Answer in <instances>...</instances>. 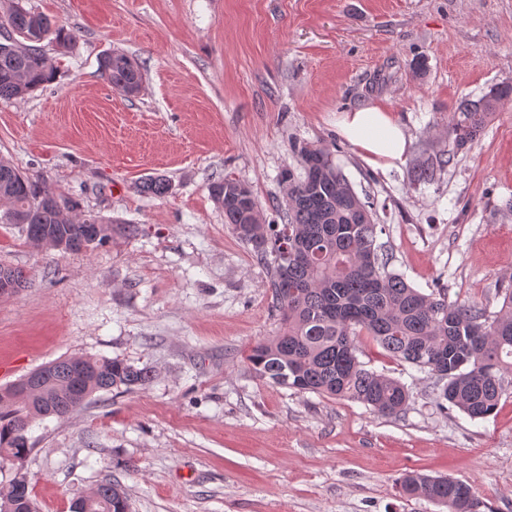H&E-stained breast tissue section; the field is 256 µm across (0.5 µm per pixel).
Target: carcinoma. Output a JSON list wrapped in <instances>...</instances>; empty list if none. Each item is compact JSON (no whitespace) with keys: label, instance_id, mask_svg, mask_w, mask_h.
I'll list each match as a JSON object with an SVG mask.
<instances>
[{"label":"carcinoma","instance_id":"cac0c4a2","mask_svg":"<svg viewBox=\"0 0 512 512\" xmlns=\"http://www.w3.org/2000/svg\"><path fill=\"white\" fill-rule=\"evenodd\" d=\"M0 8V28L21 36L10 52H0V99L22 100L51 83L55 70L40 41L54 36L59 49H72L76 36L42 14L7 0ZM37 39L35 43L27 38ZM99 70L122 91L141 84V73L127 55L105 54ZM512 99V85L496 88L478 101L461 106L452 131L456 149L466 148L483 130L501 101ZM300 175L288 170L285 208L280 224H268L247 184L232 178L211 186L224 208V223L253 247L270 274L273 307L285 324L279 335L257 343L247 357L252 370L270 383L301 392L348 399L384 416H398L409 400L399 380L365 368L358 357L357 337L370 336L392 358L427 369L444 382L439 398L472 419H485L498 409L504 376L512 374V292L501 310L487 314L477 302H450L441 289L424 294L400 274L387 270L377 244V224L348 183L331 153L303 144L296 149ZM138 190L162 197L170 183L157 176ZM53 192L0 161V223L24 218L34 225L27 239L84 237L97 218H79L76 203L61 209ZM71 358L56 360L54 372L31 393L0 396V469L13 477L0 487V506L10 500L14 512H30L24 463L32 451L27 430L32 421L65 417L82 404L72 400L68 384ZM82 384L91 391L144 386L152 371L109 358H83ZM405 495H420L448 512H488L473 488L450 478L406 473ZM72 512H129L124 489L104 480L78 498Z\"/></svg>","mask_w":512,"mask_h":512}]
</instances>
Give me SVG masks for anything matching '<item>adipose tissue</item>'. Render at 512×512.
<instances>
[{
    "label": "adipose tissue",
    "instance_id": "obj_1",
    "mask_svg": "<svg viewBox=\"0 0 512 512\" xmlns=\"http://www.w3.org/2000/svg\"><path fill=\"white\" fill-rule=\"evenodd\" d=\"M337 126L370 165L388 170L404 162L408 136L393 112L380 103L343 112Z\"/></svg>",
    "mask_w": 512,
    "mask_h": 512
}]
</instances>
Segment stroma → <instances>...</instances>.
I'll return each mask as SVG.
<instances>
[{
	"label": "stroma",
	"mask_w": 512,
	"mask_h": 512,
	"mask_svg": "<svg viewBox=\"0 0 512 512\" xmlns=\"http://www.w3.org/2000/svg\"><path fill=\"white\" fill-rule=\"evenodd\" d=\"M76 36L44 40L55 80L0 100V159L72 196L108 226L82 253L0 223V266L30 288L0 297V388L50 361L119 359L153 371L32 424L25 470L37 512H70L102 478L130 512H446L402 495L417 471L470 484L512 512V375L494 415L443 408L442 384L358 337L366 367L409 389L397 417L274 386L246 360L283 324L266 266L211 196L231 176L277 219L294 147L328 148L371 203L389 271L423 293L498 312L512 289V100L470 148L452 117L512 84V0H25ZM134 58L143 81L113 88L99 58ZM389 107L403 164L368 165L340 114ZM450 157L432 181L416 171ZM172 184L139 193L146 178Z\"/></svg>",
	"instance_id": "obj_1"
}]
</instances>
